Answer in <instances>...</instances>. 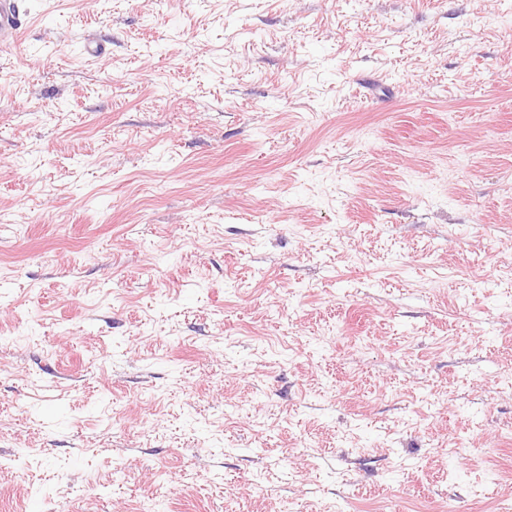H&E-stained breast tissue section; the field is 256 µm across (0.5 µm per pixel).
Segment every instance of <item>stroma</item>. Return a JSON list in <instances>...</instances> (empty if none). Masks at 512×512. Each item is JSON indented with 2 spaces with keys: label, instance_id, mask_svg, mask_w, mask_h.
<instances>
[{
  "label": "stroma",
  "instance_id": "35a3bbf8",
  "mask_svg": "<svg viewBox=\"0 0 512 512\" xmlns=\"http://www.w3.org/2000/svg\"><path fill=\"white\" fill-rule=\"evenodd\" d=\"M20 5L0 512H512V0Z\"/></svg>",
  "mask_w": 512,
  "mask_h": 512
}]
</instances>
